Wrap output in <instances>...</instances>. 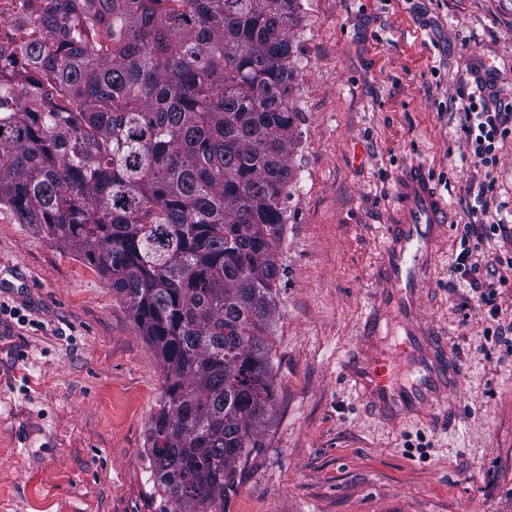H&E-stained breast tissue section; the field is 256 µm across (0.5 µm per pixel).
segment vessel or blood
I'll use <instances>...</instances> for the list:
<instances>
[{
	"instance_id": "obj_1",
	"label": "vessel or blood",
	"mask_w": 512,
	"mask_h": 512,
	"mask_svg": "<svg viewBox=\"0 0 512 512\" xmlns=\"http://www.w3.org/2000/svg\"><path fill=\"white\" fill-rule=\"evenodd\" d=\"M396 217L385 225L372 282L353 345L340 361L344 381L379 419L412 418L442 428L453 419L448 400L460 384L447 341L420 309L450 221L448 201L426 162L399 171Z\"/></svg>"
}]
</instances>
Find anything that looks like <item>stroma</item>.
Listing matches in <instances>:
<instances>
[{"label": "stroma", "mask_w": 512, "mask_h": 512, "mask_svg": "<svg viewBox=\"0 0 512 512\" xmlns=\"http://www.w3.org/2000/svg\"><path fill=\"white\" fill-rule=\"evenodd\" d=\"M299 114L284 273L270 323L274 405L224 512H512V135L492 172L470 99L512 103V0H298ZM427 160L454 221L421 309L461 370L455 420L393 427L339 376L369 301L406 163ZM505 235L482 237L479 189ZM474 277L455 268L463 232ZM492 291L490 318L479 299ZM0 512H166L146 461L164 375L119 296L64 244L0 210Z\"/></svg>", "instance_id": "obj_1"}]
</instances>
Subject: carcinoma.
Listing matches in <instances>:
<instances>
[{
    "label": "carcinoma",
    "mask_w": 512,
    "mask_h": 512,
    "mask_svg": "<svg viewBox=\"0 0 512 512\" xmlns=\"http://www.w3.org/2000/svg\"><path fill=\"white\" fill-rule=\"evenodd\" d=\"M0 78V209L112 285L164 371L149 468L169 512H219L275 398L299 114L297 0H25Z\"/></svg>",
    "instance_id": "1"
}]
</instances>
